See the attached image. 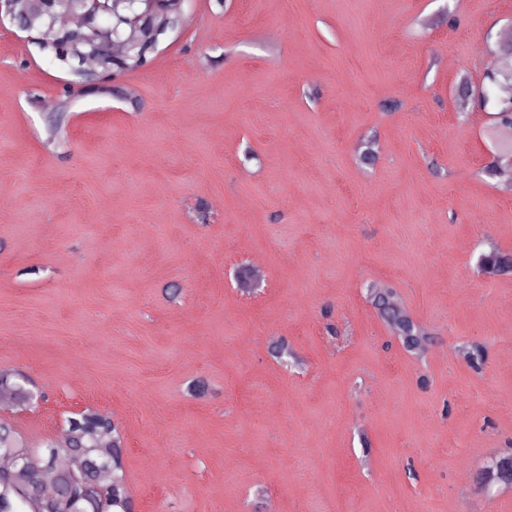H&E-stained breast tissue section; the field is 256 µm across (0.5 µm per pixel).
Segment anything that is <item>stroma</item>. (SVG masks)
Here are the masks:
<instances>
[{"mask_svg": "<svg viewBox=\"0 0 512 512\" xmlns=\"http://www.w3.org/2000/svg\"><path fill=\"white\" fill-rule=\"evenodd\" d=\"M187 15L119 76L135 109L0 23V370L39 394L0 421L38 448L81 409L111 414L136 512H512V488L482 483L512 451V272L476 268L512 254V194L485 170L492 108L455 97L506 69L512 0ZM239 266L256 293L226 281ZM373 281L428 327L424 354ZM512 267V258L496 249H490L481 254L478 270L486 277H495ZM371 297V304L406 349L418 352L426 348L429 340L428 332L398 303L397 294L393 287L388 284L377 283L372 286ZM394 303L395 308L392 309Z\"/></svg>", "mask_w": 512, "mask_h": 512, "instance_id": "1", "label": "stroma"}]
</instances>
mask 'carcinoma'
Instances as JSON below:
<instances>
[{"label":"carcinoma","instance_id":"1","mask_svg":"<svg viewBox=\"0 0 512 512\" xmlns=\"http://www.w3.org/2000/svg\"><path fill=\"white\" fill-rule=\"evenodd\" d=\"M167 15V22L155 18L144 23L132 35L135 50L119 65L107 62L106 70L121 67L127 72H135L142 69L177 24L180 17L178 0H171ZM41 50L67 72L72 71L79 52L96 51L107 55L106 45L92 30L75 38H50ZM503 86L502 79L489 78L488 101L498 108L497 126L512 127V112L506 111L504 100L507 96L502 91ZM376 159L374 140H363L359 147V162L372 165ZM511 267L512 258L496 249L482 253L478 263L479 272L486 277H495ZM371 304L385 315L391 331L406 349L418 352L426 348L428 332L397 303L393 287L384 283L372 286ZM0 390L17 400L27 392L14 375L5 377L1 371ZM10 437V429L0 425V458L22 451V446ZM122 455V436L110 414L90 409L77 413L67 419L63 438L46 443L37 456L29 459L25 470L0 476V512H74L76 508L79 512H125L122 503L129 488L123 477ZM61 458L83 462L84 472L70 475L69 469L58 464ZM511 469L512 454L508 453L497 461L488 480L508 483L512 481Z\"/></svg>","mask_w":512,"mask_h":512}]
</instances>
